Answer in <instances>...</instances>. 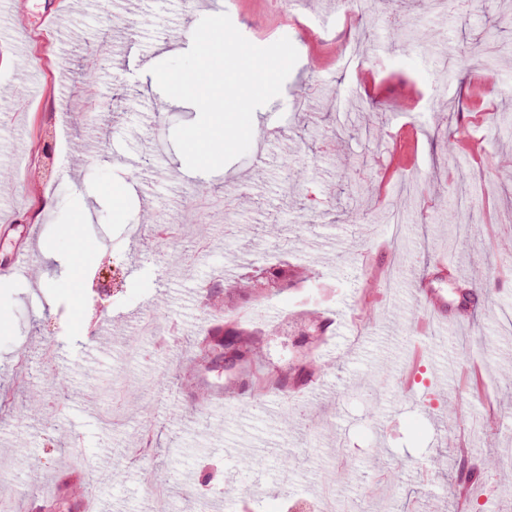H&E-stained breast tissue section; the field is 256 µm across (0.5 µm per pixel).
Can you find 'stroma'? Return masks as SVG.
<instances>
[{
  "label": "stroma",
  "instance_id": "stroma-1",
  "mask_svg": "<svg viewBox=\"0 0 512 512\" xmlns=\"http://www.w3.org/2000/svg\"><path fill=\"white\" fill-rule=\"evenodd\" d=\"M225 0L187 7L186 0H0V270H11L32 214L41 224L40 257L28 274L0 280V497L16 512L30 489L65 474L70 447L101 463L90 486L101 512H154L141 473L167 483L175 512H287L313 499L324 479L336 485L339 512H455L452 453L459 424L481 405L456 392L457 376L476 364L503 419L493 444L475 454L501 457L482 475L470 512H512V258L490 253L489 232L512 234V178L499 161L512 155V135L498 128L512 113V21L503 0H479L468 13L430 12L429 0H384L379 10L404 16L428 33L405 44L367 12L347 14L337 0H306L310 18L334 46L358 38L350 67L319 68L303 25L274 26L269 0L232 15L249 41L288 38L298 61L282 93L253 115L247 154L212 173L193 172L176 149V125L198 117L195 106L166 97L150 73L160 44L186 52L200 19L223 13ZM112 43L98 66L93 97L80 82L98 31ZM493 41L507 56L499 82L473 88V46ZM372 77L361 121L396 134L417 128L412 163L390 166L391 144L366 138L328 143L325 130L349 104L347 87L361 71ZM463 80H445V71ZM464 126L481 148L467 165L448 155V135ZM351 171L344 179L343 171ZM493 179L482 198L474 182ZM374 184L368 220L343 221L352 180ZM468 242L450 264L457 282L432 285L458 312L459 281L475 284L473 319L419 335L414 290L430 277L422 238L437 229L447 191ZM242 198L230 216L201 218L202 197ZM284 228L292 257L313 264L306 287L266 298L275 323L301 306L323 311L328 324L318 355L327 369L299 390L257 396L241 387L224 400L220 372L186 374L177 366L210 326L203 291L214 267L241 255L270 258L263 225ZM92 252L87 266L69 259ZM182 256L173 265L171 253ZM381 288L377 319L356 334L372 277ZM494 280H487L488 271ZM158 330L129 360L124 340L144 318ZM122 323V341L87 357L103 320ZM168 377L165 388H150ZM42 411L26 414L22 392ZM145 403L149 414L133 410ZM454 414H447V405ZM293 462L283 484L282 455Z\"/></svg>",
  "mask_w": 512,
  "mask_h": 512
}]
</instances>
